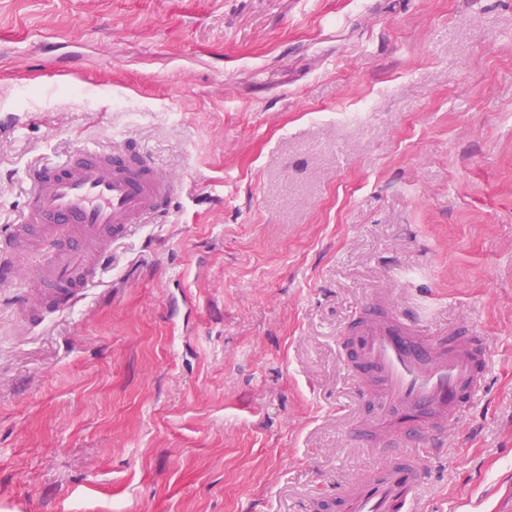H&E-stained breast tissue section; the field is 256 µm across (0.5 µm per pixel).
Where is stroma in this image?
<instances>
[{
	"label": "stroma",
	"instance_id": "1",
	"mask_svg": "<svg viewBox=\"0 0 512 512\" xmlns=\"http://www.w3.org/2000/svg\"><path fill=\"white\" fill-rule=\"evenodd\" d=\"M371 102L369 114L341 124ZM135 142L180 181L16 329L0 512H323L380 463L344 344L373 292L487 337L420 512L512 490V0H0V227L27 171Z\"/></svg>",
	"mask_w": 512,
	"mask_h": 512
}]
</instances>
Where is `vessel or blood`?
I'll return each instance as SVG.
<instances>
[{"label":"vessel or blood","mask_w":512,"mask_h":512,"mask_svg":"<svg viewBox=\"0 0 512 512\" xmlns=\"http://www.w3.org/2000/svg\"><path fill=\"white\" fill-rule=\"evenodd\" d=\"M28 202L0 235V285H13L16 262L45 252L32 284L18 298L21 334L47 315L79 304L98 283L112 246L166 214L178 181L133 142L86 146L65 159L31 166ZM353 365L371 410L354 437L381 450L383 464L337 488V512H420L417 492L428 470L409 451L439 448L481 389L485 337L459 329L427 336L378 293L348 330Z\"/></svg>","instance_id":"obj_1"}]
</instances>
